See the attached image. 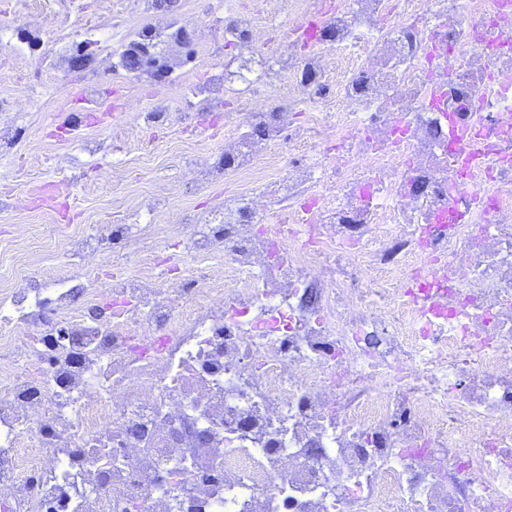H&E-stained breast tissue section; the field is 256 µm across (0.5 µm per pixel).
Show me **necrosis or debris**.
<instances>
[{
  "instance_id": "1",
  "label": "necrosis or debris",
  "mask_w": 512,
  "mask_h": 512,
  "mask_svg": "<svg viewBox=\"0 0 512 512\" xmlns=\"http://www.w3.org/2000/svg\"><path fill=\"white\" fill-rule=\"evenodd\" d=\"M224 203L165 272L0 308L6 512H512V0H254ZM139 220L87 229L127 247Z\"/></svg>"
}]
</instances>
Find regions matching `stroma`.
<instances>
[{
  "mask_svg": "<svg viewBox=\"0 0 512 512\" xmlns=\"http://www.w3.org/2000/svg\"><path fill=\"white\" fill-rule=\"evenodd\" d=\"M178 18L193 31V59L179 68L205 78L227 51L206 0H180ZM143 0H0V33L27 28L40 49L0 56V289L56 277L71 307L88 308V282L139 269L124 252L98 254L81 275L64 247L88 224H120L163 185L164 224H189L224 200L200 161L222 158L223 112H201L178 85L148 74L113 71L126 35L167 21ZM87 44L93 71L71 70L61 39Z\"/></svg>",
  "mask_w": 512,
  "mask_h": 512,
  "instance_id": "obj_1",
  "label": "stroma"
}]
</instances>
